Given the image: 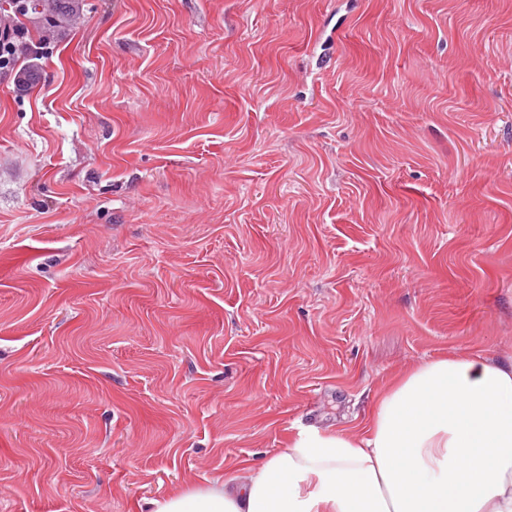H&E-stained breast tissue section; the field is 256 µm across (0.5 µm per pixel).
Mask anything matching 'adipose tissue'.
I'll list each match as a JSON object with an SVG mask.
<instances>
[{
  "mask_svg": "<svg viewBox=\"0 0 512 512\" xmlns=\"http://www.w3.org/2000/svg\"><path fill=\"white\" fill-rule=\"evenodd\" d=\"M148 512H512V362L421 361L361 434L302 429L245 477L147 502Z\"/></svg>",
  "mask_w": 512,
  "mask_h": 512,
  "instance_id": "obj_1",
  "label": "adipose tissue"
}]
</instances>
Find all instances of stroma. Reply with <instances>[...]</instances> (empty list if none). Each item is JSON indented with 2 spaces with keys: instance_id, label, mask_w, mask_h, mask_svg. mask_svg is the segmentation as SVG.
Instances as JSON below:
<instances>
[{
  "instance_id": "35a3bbf8",
  "label": "stroma",
  "mask_w": 512,
  "mask_h": 512,
  "mask_svg": "<svg viewBox=\"0 0 512 512\" xmlns=\"http://www.w3.org/2000/svg\"><path fill=\"white\" fill-rule=\"evenodd\" d=\"M0 72V512H137L512 361V0H82Z\"/></svg>"
}]
</instances>
